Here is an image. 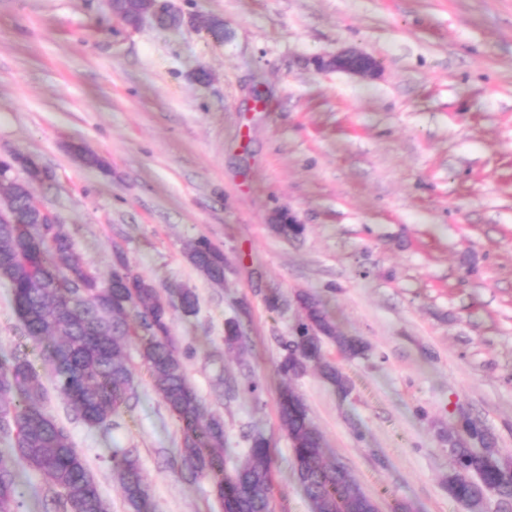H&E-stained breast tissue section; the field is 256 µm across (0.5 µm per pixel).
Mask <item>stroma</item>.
Masks as SVG:
<instances>
[{"mask_svg": "<svg viewBox=\"0 0 512 512\" xmlns=\"http://www.w3.org/2000/svg\"><path fill=\"white\" fill-rule=\"evenodd\" d=\"M174 4L181 26L132 30L107 0H0V159L42 168L35 199L100 282L119 250L157 288L196 293V314L175 312L171 332L224 421L225 467L247 434L269 438L270 512H311L278 420L282 342L303 295L368 346H324L348 395L312 369L288 382L328 456L380 512H467L444 484L449 433L473 421L512 456V0ZM344 48L376 57L380 75L308 63ZM289 217L298 231L279 232ZM201 237L224 253L223 286L187 258ZM231 320L240 357L224 345ZM17 350L48 373L0 285V354ZM127 352L134 397L118 427H90L54 395L47 412L112 512H127L114 448L135 450L154 512H221L207 478H181L179 424L137 344Z\"/></svg>", "mask_w": 512, "mask_h": 512, "instance_id": "stroma-1", "label": "stroma"}]
</instances>
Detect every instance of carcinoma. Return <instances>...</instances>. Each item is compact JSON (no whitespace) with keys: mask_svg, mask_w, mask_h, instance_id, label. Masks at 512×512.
Returning <instances> with one entry per match:
<instances>
[{"mask_svg":"<svg viewBox=\"0 0 512 512\" xmlns=\"http://www.w3.org/2000/svg\"><path fill=\"white\" fill-rule=\"evenodd\" d=\"M11 161L0 162V282L10 288L25 335L36 344L48 343V376H43L24 353L0 357V435L13 448L0 450V512H21L19 472L29 469L45 476L44 498L54 512H111L86 461L74 448L69 432L44 409V379L90 427L109 431L118 424L132 396L133 372L127 355L130 338L138 340L140 357L150 371L154 388L181 426L177 449L186 475L211 480L223 512H269L271 450L261 433L246 435L248 450L233 473L224 470V421L206 412L185 374L183 353L171 333L174 306L186 314L197 310L196 294L175 288L162 294L155 285L116 254L109 282L73 258L74 240L66 227L39 223L23 183L10 177ZM190 262L211 282L224 281V254L205 237L188 252ZM305 320L284 343L278 371L295 377L310 366L345 391L343 374L322 357L330 341L345 353L364 352L355 337L339 336L320 302L303 296ZM224 343L244 352L243 331L237 320L225 328ZM280 428L291 442L295 477L308 498L311 512H373L371 497L349 470L325 461L320 431L302 398L283 389L278 404ZM466 437L452 434L450 452L456 465L480 479L463 483L448 473V493L470 512H484L490 494L512 497V458L500 454L481 429L465 425ZM112 478L128 512H152L150 489L134 451L114 448Z\"/></svg>","mask_w":512,"mask_h":512,"instance_id":"cac0c4a2","label":"carcinoma"}]
</instances>
